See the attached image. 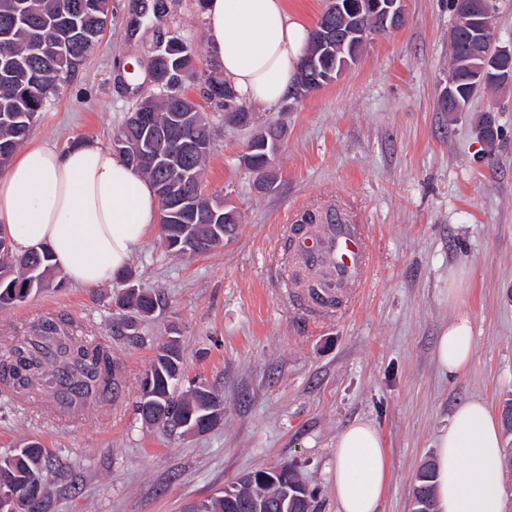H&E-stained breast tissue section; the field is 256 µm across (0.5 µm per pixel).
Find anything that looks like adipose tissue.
<instances>
[{
	"mask_svg": "<svg viewBox=\"0 0 512 512\" xmlns=\"http://www.w3.org/2000/svg\"><path fill=\"white\" fill-rule=\"evenodd\" d=\"M210 50L227 84L263 108L291 91L309 43L306 21L285 0H207ZM159 218L150 181L111 147L79 142L24 146L0 171V232L15 252L48 249L75 285L108 283L130 263ZM475 336L467 317L439 336L442 374L469 367ZM438 512H502L504 465L500 427L479 398L458 405L437 437L433 460ZM337 512H377L390 475L385 443L358 420L336 439L330 469Z\"/></svg>",
	"mask_w": 512,
	"mask_h": 512,
	"instance_id": "1",
	"label": "adipose tissue"
}]
</instances>
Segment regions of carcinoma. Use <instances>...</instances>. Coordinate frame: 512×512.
<instances>
[{
	"label": "carcinoma",
	"mask_w": 512,
	"mask_h": 512,
	"mask_svg": "<svg viewBox=\"0 0 512 512\" xmlns=\"http://www.w3.org/2000/svg\"><path fill=\"white\" fill-rule=\"evenodd\" d=\"M456 16L449 32L452 83L456 108L465 109L482 88H501L496 73L479 75L481 56L489 53V45L478 33L477 25L461 11L456 0H450ZM109 14V0H0V167L7 165L17 146L46 105L48 95L57 82L68 74L91 51L104 30ZM326 15H321L311 31L309 50L303 59L294 90L310 86L314 75L312 62L320 71L341 72L347 62L354 61L363 45L325 44L320 38ZM193 52L160 51L154 76L159 94L148 96L127 113L119 135L147 145L153 133H166L158 148L166 156L162 165L135 164L152 183L154 189L171 177L179 178L192 203L169 212L161 219L162 236L167 249L178 255H197L224 241L239 223V216H224V201L204 194L201 184L203 165L210 153L213 132L201 116V105L184 93L175 83L178 72L189 73ZM230 88L221 74L209 75L203 98L224 108L228 118L243 125L248 108L234 95L224 97ZM180 112L191 113L190 121L180 125L173 117ZM270 126L252 132L247 143L250 152L242 155L248 169L257 175L258 188L270 182L266 172L265 140L261 133ZM191 240L204 243L199 249L186 246ZM54 265L46 249L23 255L11 253L0 258V306L26 300L31 294L49 287ZM121 306L133 311L123 322L135 324L134 316L151 315L158 306L152 294L129 284ZM29 360L40 368L21 380L13 374L0 375V392L12 395L44 390L53 402L66 407L87 404L106 397L114 389L116 370L111 349L92 345L75 334L73 321L46 318L32 326L24 336H13L4 344L0 361L22 364ZM183 379L181 349L177 341L163 346L140 384L138 410L145 419L162 421L167 412H174L186 429L204 432L214 423L211 403L192 390L177 393ZM46 449L29 442L12 454L0 456V489H9L26 496L36 479L47 480L44 469ZM263 483L247 477L238 483L235 494L200 502L205 512H287L291 503L288 483L283 474L266 472ZM433 471L425 465L418 474L414 502L432 498Z\"/></svg>",
	"instance_id": "cac0c4a2"
}]
</instances>
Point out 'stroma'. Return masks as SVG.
Listing matches in <instances>:
<instances>
[{
  "mask_svg": "<svg viewBox=\"0 0 512 512\" xmlns=\"http://www.w3.org/2000/svg\"><path fill=\"white\" fill-rule=\"evenodd\" d=\"M110 0L108 24L58 82L28 141L64 149L111 144L127 112L157 93L152 59L178 37L193 47L185 93L199 99L215 70L198 0ZM448 0H404L398 29L371 35L334 82L271 109L255 126L284 131L278 188L264 193L241 162L250 132L204 104L215 131L202 171L205 193L230 201L236 236L200 255L171 254L153 231L128 267L159 299L134 329L118 322L119 281L63 282L0 308V337L66 315L111 347L118 387L77 412L0 395V456L29 441L52 456L53 512H182L249 472L288 463L313 494L312 512H336L330 479L336 437L371 422L385 442L390 477L380 512H412L421 466L435 454L452 408L483 398L502 413L512 399V86L444 112L451 65ZM499 129L478 139L483 117ZM335 204L367 225L372 272L353 306L315 318L288 294V216ZM461 272L459 301L448 299ZM473 326L469 369L443 376L438 337L458 312ZM178 337L187 380L219 394L224 413L201 434L144 423L135 403L158 346Z\"/></svg>",
  "mask_w": 512,
  "mask_h": 512,
  "instance_id": "obj_1",
  "label": "stroma"
}]
</instances>
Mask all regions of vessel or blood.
Here are the masks:
<instances>
[{
	"label": "vessel or blood",
	"instance_id": "1",
	"mask_svg": "<svg viewBox=\"0 0 512 512\" xmlns=\"http://www.w3.org/2000/svg\"><path fill=\"white\" fill-rule=\"evenodd\" d=\"M322 222L293 235L292 250L298 257L312 264L315 271L326 273L338 281V288H319L308 291L294 277L285 272L283 279L290 294L306 307L329 313V301L340 292L354 294L365 280L370 268V244L367 228L352 223L342 209L329 206L321 212Z\"/></svg>",
	"mask_w": 512,
	"mask_h": 512
}]
</instances>
